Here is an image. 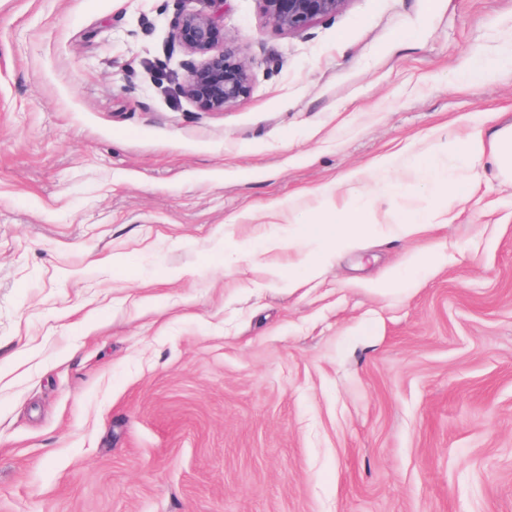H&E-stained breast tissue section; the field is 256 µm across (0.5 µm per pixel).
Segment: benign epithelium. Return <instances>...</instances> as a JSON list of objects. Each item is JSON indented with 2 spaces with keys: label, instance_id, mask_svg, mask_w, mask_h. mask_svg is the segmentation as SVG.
Instances as JSON below:
<instances>
[{
  "label": "benign epithelium",
  "instance_id": "1",
  "mask_svg": "<svg viewBox=\"0 0 512 512\" xmlns=\"http://www.w3.org/2000/svg\"><path fill=\"white\" fill-rule=\"evenodd\" d=\"M266 19L290 33L342 10L348 0H259ZM172 37L185 50L201 57L179 85L181 94L203 112L221 111L248 94L249 66L241 50L225 43L224 29L211 13L182 14Z\"/></svg>",
  "mask_w": 512,
  "mask_h": 512
}]
</instances>
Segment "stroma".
I'll list each match as a JSON object with an SVG mask.
<instances>
[{"mask_svg": "<svg viewBox=\"0 0 512 512\" xmlns=\"http://www.w3.org/2000/svg\"><path fill=\"white\" fill-rule=\"evenodd\" d=\"M188 11L247 59L224 110L178 91ZM508 44L512 0L297 33L258 0H0V512H512V178L484 156L450 222L316 273L302 234L313 189L357 173L391 222L436 144L512 127V69L457 81Z\"/></svg>", "mask_w": 512, "mask_h": 512, "instance_id": "stroma-1", "label": "stroma"}]
</instances>
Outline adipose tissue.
Wrapping results in <instances>:
<instances>
[{
	"label": "adipose tissue",
	"mask_w": 512,
	"mask_h": 512,
	"mask_svg": "<svg viewBox=\"0 0 512 512\" xmlns=\"http://www.w3.org/2000/svg\"><path fill=\"white\" fill-rule=\"evenodd\" d=\"M446 154L453 157L462 168H470L485 155H492L502 173L512 172V129H485L474 127L465 138L450 140ZM430 191L425 196L424 206L406 211L387 235L408 238L427 231L435 217L451 211L457 199L458 189L439 169H432L428 181ZM318 196L324 205L304 226V237L317 246L311 257L312 267L327 263L335 251L355 245L358 238L374 227V203L370 200H356L345 206H338L329 187L319 188Z\"/></svg>",
	"instance_id": "adipose-tissue-1"
}]
</instances>
